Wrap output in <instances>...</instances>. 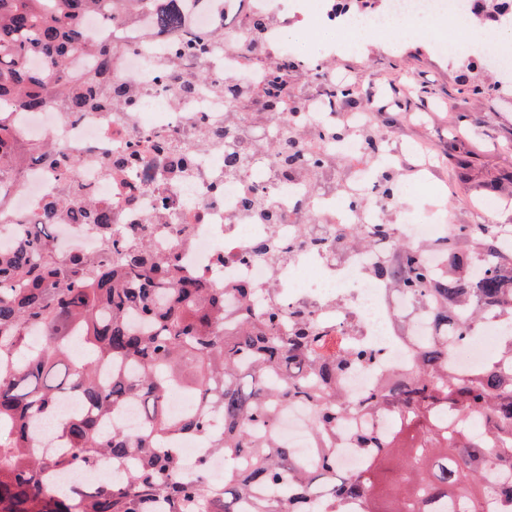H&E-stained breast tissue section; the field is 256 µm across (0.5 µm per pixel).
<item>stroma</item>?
Wrapping results in <instances>:
<instances>
[{"mask_svg": "<svg viewBox=\"0 0 512 512\" xmlns=\"http://www.w3.org/2000/svg\"><path fill=\"white\" fill-rule=\"evenodd\" d=\"M324 67L361 89L359 111L374 108L378 90L384 99H397V107L376 116L367 129L389 148L424 143L450 192L446 204L453 223H475L477 202L492 183L498 201L492 221L512 226V86H504L495 65L465 54L449 61L410 37L393 51L374 37L356 51L337 53ZM463 75L481 92L461 93ZM462 160L469 164L463 180L457 175Z\"/></svg>", "mask_w": 512, "mask_h": 512, "instance_id": "35a3bbf8", "label": "stroma"}]
</instances>
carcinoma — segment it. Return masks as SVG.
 I'll return each instance as SVG.
<instances>
[{
    "label": "carcinoma",
    "mask_w": 512,
    "mask_h": 512,
    "mask_svg": "<svg viewBox=\"0 0 512 512\" xmlns=\"http://www.w3.org/2000/svg\"><path fill=\"white\" fill-rule=\"evenodd\" d=\"M489 25L512 22L482 0ZM107 0H0V189L34 154L14 145L11 113L48 104L82 108L99 99L105 74L72 81L67 57L84 50L83 16ZM205 42L186 39L180 56H194ZM38 54L43 67H30ZM299 63L283 58L253 88L265 112H297L288 79ZM285 177L320 165L288 129L275 148ZM246 157L224 152V167ZM80 207L104 234L107 217L85 200ZM46 224L20 225L12 251L0 250V512H312L316 499L343 512L362 500L365 512H479L487 499L507 500L512 512V334L480 367L455 369L453 348L493 311L512 321V247L494 224H460L444 243L450 263L431 269L421 251L401 243L377 275L409 295L432 302L437 334L420 345L411 375L396 374L360 400L336 389V379L371 365L368 346L335 348L328 336L301 318L288 335L276 334L277 313L260 307L248 288L238 289L241 320L224 322V289L186 274L177 257L153 248L107 249L98 256L54 255ZM40 332L43 344L28 348ZM112 367L108 379L99 365ZM173 389L190 394L191 408L174 418L166 410ZM74 393L89 413L58 414ZM129 401L141 403L139 434L112 425ZM313 407L312 428L321 441L312 463L278 440L282 407ZM366 414L392 418L388 429L354 433V448L367 459L359 474L340 473L337 426ZM56 422L53 451L36 452L34 423ZM187 434L211 437L210 448L232 467L212 483L207 462L197 476L181 475L177 444ZM102 457L139 460L118 480L63 484L50 474L91 468ZM404 473L397 489L386 486V465ZM503 473L495 487L490 467Z\"/></svg>",
    "instance_id": "carcinoma-1"
}]
</instances>
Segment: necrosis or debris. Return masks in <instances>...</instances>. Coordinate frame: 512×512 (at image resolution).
<instances>
[{"label":"necrosis or debris","mask_w":512,"mask_h":512,"mask_svg":"<svg viewBox=\"0 0 512 512\" xmlns=\"http://www.w3.org/2000/svg\"><path fill=\"white\" fill-rule=\"evenodd\" d=\"M171 0H137L117 22L95 11L82 21L84 40L113 48L107 83L125 86L127 94L99 106L66 112L51 105L39 112L13 115L14 136L23 145L49 147L63 153V163L49 156L32 161L0 207V248L14 249L21 224L52 228L55 254H92L105 246L103 234L74 207H59L63 183L75 195L92 200L112 215L110 238L129 247L151 242L160 254H177L184 271L211 280L224 289V309L237 312L238 289H253L261 304L281 314L303 313L339 345H369L379 353L370 366L345 373L339 388L361 399L389 373L408 371L417 347L434 334L430 305L415 302L374 271L389 256L394 240L421 245L429 263L442 267L437 242L451 230L442 207L401 215L386 236L374 232L385 218L376 206L378 173L393 168L392 152L374 154L361 136L369 117L340 113L335 96L316 98L297 114L244 113L230 118L224 83L255 84L272 60L294 52L286 34L316 20L327 40L303 56L320 71L324 57L353 46L352 33L362 24L392 30L403 37L404 22L414 21L422 42L440 56L469 51L472 42L456 0H387L378 13L353 23L338 16L336 0H180V28H158L154 16ZM262 13L269 19L261 49L245 52L247 21ZM454 19L453 36L436 34V19ZM200 35L206 57H175L172 47ZM343 121L350 135L326 138L325 127ZM291 124L307 143L325 154L328 163L314 176L296 172L282 181L270 157L255 154L233 174L224 170V142L212 138L214 127H228L234 140L254 145L255 127L275 135ZM350 167L348 194L336 190V158ZM249 196L265 202L266 211L241 210ZM273 247L271 258L248 259L253 240ZM312 409L302 403L280 413L279 435L298 457L310 460L318 442L310 429ZM182 474L196 475V462L207 458L208 477L218 482L228 466L223 454L208 449L198 436L184 438Z\"/></svg>","instance_id":"obj_1"}]
</instances>
